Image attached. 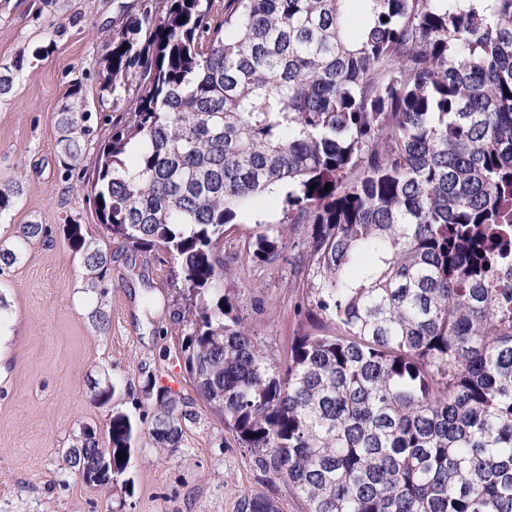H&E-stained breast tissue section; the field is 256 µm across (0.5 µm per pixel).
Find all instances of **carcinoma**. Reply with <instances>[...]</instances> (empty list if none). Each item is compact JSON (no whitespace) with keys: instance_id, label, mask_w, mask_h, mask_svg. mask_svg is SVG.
I'll return each mask as SVG.
<instances>
[{"instance_id":"1","label":"carcinoma","mask_w":512,"mask_h":512,"mask_svg":"<svg viewBox=\"0 0 512 512\" xmlns=\"http://www.w3.org/2000/svg\"><path fill=\"white\" fill-rule=\"evenodd\" d=\"M163 2L106 45L101 89L136 94L91 194L112 239L172 255L200 399L306 512H512V0H224L219 18ZM24 68L0 66V95ZM91 119L72 86L64 166ZM267 192L283 218L253 262L302 236L305 318L327 330L296 336L284 369L222 294L224 226ZM22 195L1 180L0 217ZM65 234L85 290H107L112 255L79 223ZM42 235L18 225L0 272ZM154 387L149 438L172 451L192 412ZM137 434L117 411L67 454L81 473L112 454L116 484ZM238 512L282 508L245 493Z\"/></svg>"}]
</instances>
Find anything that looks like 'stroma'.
I'll use <instances>...</instances> for the list:
<instances>
[{"label":"stroma","instance_id":"35a3bbf8","mask_svg":"<svg viewBox=\"0 0 512 512\" xmlns=\"http://www.w3.org/2000/svg\"><path fill=\"white\" fill-rule=\"evenodd\" d=\"M148 4L0 0V64L26 59L12 92L0 97V178L19 177L24 189L0 218V236L31 221L45 228L19 263L0 272V512H237L245 493L304 512L287 483L264 473L197 395L180 357L181 281L168 254L112 245L109 290L99 296L85 292L64 234L75 220L89 236L104 237L83 185L117 116L112 95L101 89L103 40ZM38 47L42 56L32 58ZM74 84L82 87L93 132L80 165L68 170L52 145L56 114ZM280 218L279 197L265 193L224 232L237 253L224 292L274 363L307 325L300 239L261 269L248 248L260 224ZM100 302L110 313L104 332L87 318ZM108 380L116 392L102 406L93 386ZM150 380L194 413L171 452H159L146 434L153 403L142 389ZM116 410L136 422L141 437L124 482L92 487L67 466L65 452L82 426L105 432Z\"/></svg>","mask_w":512,"mask_h":512}]
</instances>
